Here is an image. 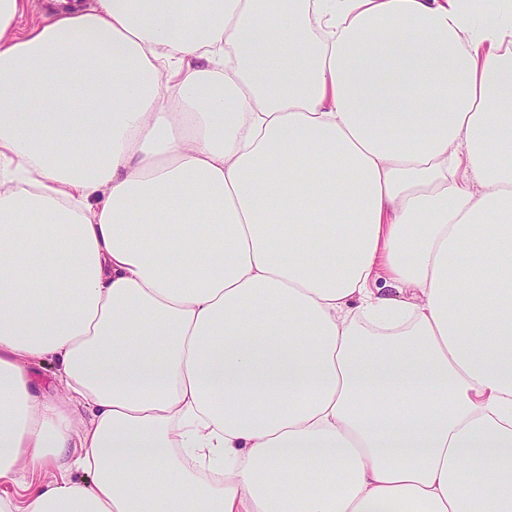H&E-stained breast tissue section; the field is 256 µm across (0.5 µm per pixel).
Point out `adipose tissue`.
Instances as JSON below:
<instances>
[{"label": "adipose tissue", "mask_w": 512, "mask_h": 512, "mask_svg": "<svg viewBox=\"0 0 512 512\" xmlns=\"http://www.w3.org/2000/svg\"><path fill=\"white\" fill-rule=\"evenodd\" d=\"M47 11L0 0V512H512V0ZM41 367L39 365L34 367V385L36 392L39 395L57 396L59 385L53 378L52 369L48 365Z\"/></svg>", "instance_id": "adipose-tissue-1"}]
</instances>
